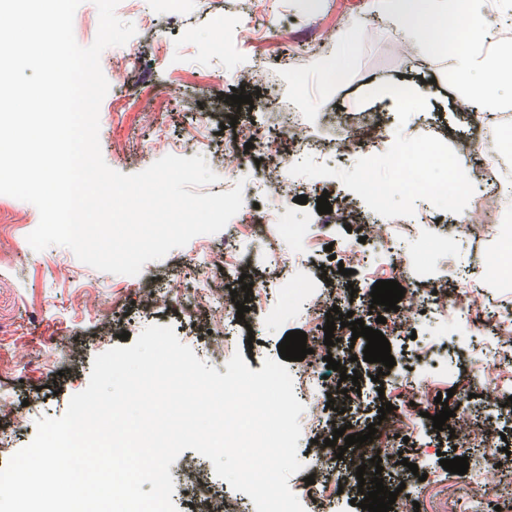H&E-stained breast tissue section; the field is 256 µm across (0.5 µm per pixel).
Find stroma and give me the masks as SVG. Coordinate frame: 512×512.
<instances>
[{"label":"stroma","mask_w":512,"mask_h":512,"mask_svg":"<svg viewBox=\"0 0 512 512\" xmlns=\"http://www.w3.org/2000/svg\"><path fill=\"white\" fill-rule=\"evenodd\" d=\"M371 0H141L140 9L154 25H137V15L120 0L117 17L135 24V35L122 46L106 48L100 61L109 76V90L99 112V140L106 164L121 173L141 172L168 155L164 146H152L155 129H163L178 146L181 157L204 156L217 174L207 186L210 194L252 184L257 170L269 182L288 187L287 197L272 191L249 194L233 221L239 234L240 269L215 288L224 307H232L231 293L239 289L241 274L251 275L258 291L251 294L243 318H226L224 336L210 333L204 315L181 296L196 285L191 272L201 267L203 255L224 257V233L196 236L164 259L146 263L140 275L105 273L77 259L67 247L34 251L27 236L39 222L37 208L0 195V468L29 444L36 422L61 417L70 398L90 380L96 356L122 338L136 340L148 326L172 327L181 343L195 355L226 373L224 361L214 360L211 346L227 339L226 355L241 353L249 369L258 371L268 358H278V345L287 332L304 331L308 343L319 335L309 322L316 298L352 301L363 309L365 326H379L390 343L395 364L380 382L373 364L362 357L365 339H353L350 328H336L330 352L347 370H358L359 393L351 381L334 385L309 379L305 362L290 361L297 399H334L318 428H303L298 442L304 465L289 480L305 512H362L354 506L357 491L351 457L324 462V441L334 429L349 425L365 431L376 422L384 402L409 403L412 389L425 392L431 404L427 417L409 439L395 438L394 451L408 465L389 467L387 479L401 492L392 512H414L420 474L442 488H460L463 476L441 466V459L463 457L467 446L461 435L434 429L432 415L442 407L465 421H485L492 433L491 453L506 460L512 447V404L500 405L498 392L481 374L479 351L493 343L489 330L475 331L454 314H444L431 303L407 325L377 324L384 314L372 305L373 285L390 277L392 264H404L427 297L468 281L486 285L496 305L512 303V280L496 272L498 244L512 237V181L497 189L495 213H475L485 225L484 240L463 243L455 252L429 247L440 225L454 223L439 190L447 180L442 168L395 167L390 159L414 149L438 146L459 165L473 167L477 158L497 162L491 148L502 130L512 125V111L499 113L489 128H481L468 113L450 111L459 90L446 79V52L423 56L396 50L389 20L370 8ZM249 36H242L245 26ZM128 58L124 81L112 79V56ZM337 63L339 74L323 70ZM264 67L268 80L252 105L234 107L229 101L241 73ZM423 86L428 106L395 110L390 91ZM305 128L320 149L289 166L273 167L245 156L233 168L219 157L230 139V123L265 130L283 121ZM361 145L349 156L336 158V145L350 130ZM328 195L331 213L317 211V199ZM306 203H297V196ZM405 217L411 229L392 233L384 246L366 241L367 228L386 224L394 215ZM286 224L311 227L313 236L295 242L282 233ZM358 245L362 260L351 276L338 264L349 245ZM306 280L310 290L296 291ZM436 345L434 363L419 361L420 350ZM448 394L447 404L436 401ZM417 471H410V464ZM325 466L342 484L340 494L321 497L305 483L309 472ZM178 512H192V485L224 496L237 512H255L251 498L219 479L210 460L187 449L170 467Z\"/></svg>","instance_id":"1"}]
</instances>
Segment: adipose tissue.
Listing matches in <instances>:
<instances>
[{
	"label": "adipose tissue",
	"instance_id": "ef3b65f1",
	"mask_svg": "<svg viewBox=\"0 0 512 512\" xmlns=\"http://www.w3.org/2000/svg\"><path fill=\"white\" fill-rule=\"evenodd\" d=\"M401 44L424 55L447 43L439 21L454 15L458 47L448 61L449 73L461 84L460 99L467 107H480L488 117L512 108V98L496 93L498 79L512 77V41L492 40L485 29L489 14L512 8V0H375Z\"/></svg>",
	"mask_w": 512,
	"mask_h": 512
}]
</instances>
